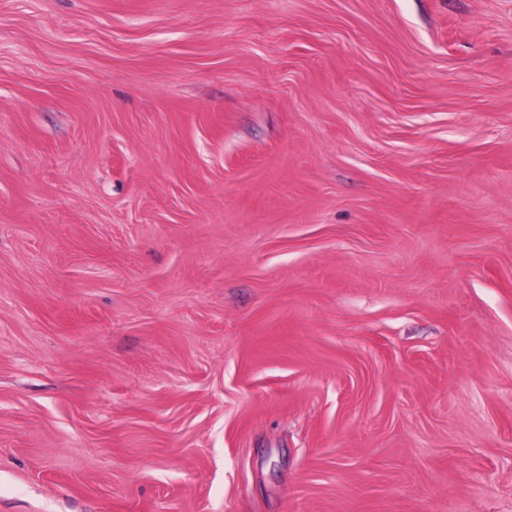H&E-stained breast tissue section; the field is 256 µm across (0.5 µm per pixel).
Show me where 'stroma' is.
I'll return each instance as SVG.
<instances>
[{"label": "stroma", "mask_w": 512, "mask_h": 512, "mask_svg": "<svg viewBox=\"0 0 512 512\" xmlns=\"http://www.w3.org/2000/svg\"><path fill=\"white\" fill-rule=\"evenodd\" d=\"M0 512H512V0H0Z\"/></svg>", "instance_id": "1"}]
</instances>
